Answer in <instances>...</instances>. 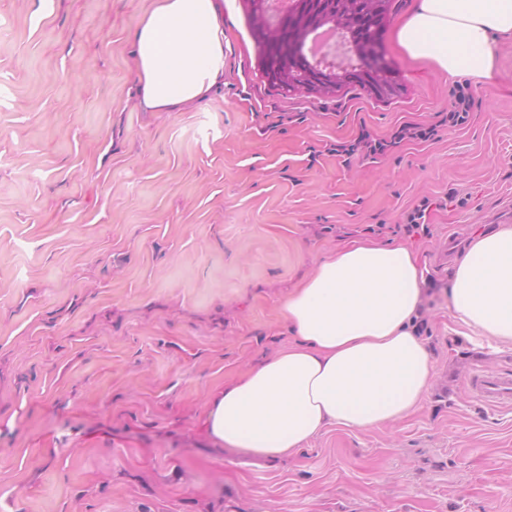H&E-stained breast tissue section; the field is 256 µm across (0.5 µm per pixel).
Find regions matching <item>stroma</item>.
I'll return each mask as SVG.
<instances>
[{
  "label": "stroma",
  "instance_id": "obj_1",
  "mask_svg": "<svg viewBox=\"0 0 512 512\" xmlns=\"http://www.w3.org/2000/svg\"><path fill=\"white\" fill-rule=\"evenodd\" d=\"M413 2L383 38L391 99L272 87L243 0H221L223 85L145 112L132 36L153 0H0V512H512V407L466 383L512 369V345L455 322L443 261L512 225V39L448 130L455 79L390 36ZM406 123L438 133L336 154ZM425 198L428 233L399 230ZM357 238L419 256L422 407L273 464L221 448L210 395L288 345L283 301ZM387 141L383 139H374L369 133H362L354 143L348 146H340L341 150L336 149L339 156H347V161L350 157L354 156L357 152H365L366 154H376L385 149Z\"/></svg>",
  "mask_w": 512,
  "mask_h": 512
}]
</instances>
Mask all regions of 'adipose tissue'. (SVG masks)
Here are the masks:
<instances>
[{
	"mask_svg": "<svg viewBox=\"0 0 512 512\" xmlns=\"http://www.w3.org/2000/svg\"><path fill=\"white\" fill-rule=\"evenodd\" d=\"M393 37L409 60L483 82L496 68V38H512V0H418ZM133 45L143 111H179L224 81L217 0H157ZM423 284L416 256L398 243L356 240L319 261L283 304L288 347L213 393L209 437L276 461L331 425L366 430L403 419L433 380L418 334ZM448 308L471 332L512 343L511 224L471 240Z\"/></svg>",
	"mask_w": 512,
	"mask_h": 512,
	"instance_id": "ef3b65f1",
	"label": "adipose tissue"
}]
</instances>
